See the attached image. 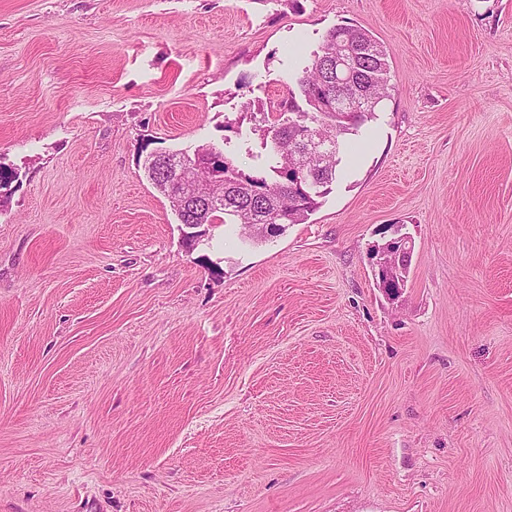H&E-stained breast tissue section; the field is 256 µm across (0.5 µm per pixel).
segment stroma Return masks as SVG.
<instances>
[{
    "instance_id": "stroma-1",
    "label": "stroma",
    "mask_w": 512,
    "mask_h": 512,
    "mask_svg": "<svg viewBox=\"0 0 512 512\" xmlns=\"http://www.w3.org/2000/svg\"><path fill=\"white\" fill-rule=\"evenodd\" d=\"M340 24L391 91L331 193L187 249L147 156L256 169ZM0 166V512H512V0H0ZM393 242L388 244V246L385 248V246H382L381 248H377V254L374 256L376 259L374 262L375 268L380 269V271H384L386 275H393V271L399 266L397 264V254L402 253L404 251V248L406 247V244L408 243L406 237L398 238L397 243L400 247L399 252L397 253L396 250L393 248Z\"/></svg>"
}]
</instances>
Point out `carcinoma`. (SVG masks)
<instances>
[{"instance_id": "obj_1", "label": "carcinoma", "mask_w": 512, "mask_h": 512, "mask_svg": "<svg viewBox=\"0 0 512 512\" xmlns=\"http://www.w3.org/2000/svg\"><path fill=\"white\" fill-rule=\"evenodd\" d=\"M349 32L357 51L353 78L369 79L368 95L375 106L363 112H342L330 95L336 85L334 60L337 28L330 29L319 50L313 52L296 88H288V97L275 108L260 109L261 168L255 173L240 169L228 152L215 144L199 145L212 163V189L224 191V208L204 212L192 221L175 209L179 223L205 225L219 216L224 224L244 227L256 224H303L331 192L342 161L341 145L347 135H356L377 118V104L389 96L388 64L379 42L366 30L351 26ZM306 123L318 134L331 140L332 154L325 159L308 160L318 176L310 180L301 173L289 141L288 129Z\"/></svg>"}]
</instances>
